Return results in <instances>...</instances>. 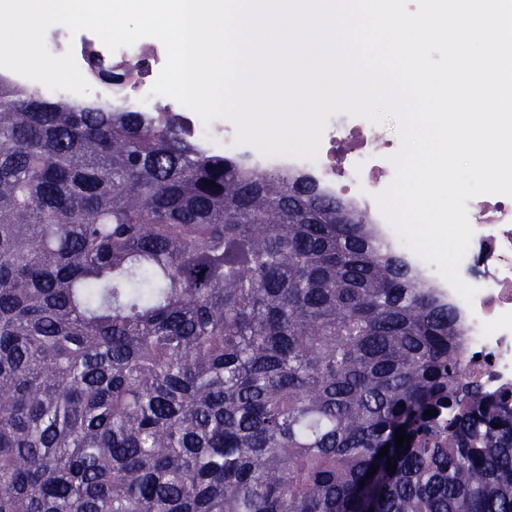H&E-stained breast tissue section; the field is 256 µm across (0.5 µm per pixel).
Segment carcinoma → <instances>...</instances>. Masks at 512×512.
<instances>
[{
    "instance_id": "cac0c4a2",
    "label": "carcinoma",
    "mask_w": 512,
    "mask_h": 512,
    "mask_svg": "<svg viewBox=\"0 0 512 512\" xmlns=\"http://www.w3.org/2000/svg\"><path fill=\"white\" fill-rule=\"evenodd\" d=\"M464 375L364 213L0 78V512H512V390Z\"/></svg>"
}]
</instances>
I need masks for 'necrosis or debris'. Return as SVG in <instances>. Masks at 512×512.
<instances>
[{"label": "necrosis or debris", "mask_w": 512, "mask_h": 512, "mask_svg": "<svg viewBox=\"0 0 512 512\" xmlns=\"http://www.w3.org/2000/svg\"><path fill=\"white\" fill-rule=\"evenodd\" d=\"M48 49H72L77 65L90 57L111 60L129 68L127 93L120 104L141 112L169 108L173 98L150 95L149 90L166 62L162 43L150 38L109 51L93 34L59 35ZM192 137L203 148L240 159L258 170L289 172L305 178L321 194L340 199L368 215L375 235L406 261L420 280L435 283L442 298L458 315L464 333L466 377L487 392L512 390V197L479 195L467 203L473 229L459 275L477 287L473 301H465L437 270L406 247L383 217L376 197L393 180L394 145L376 140L372 124L345 113L332 115L324 130L316 160L287 156L266 157L248 145H235V128L225 119L203 124L195 113L186 116Z\"/></svg>", "instance_id": "obj_1"}]
</instances>
